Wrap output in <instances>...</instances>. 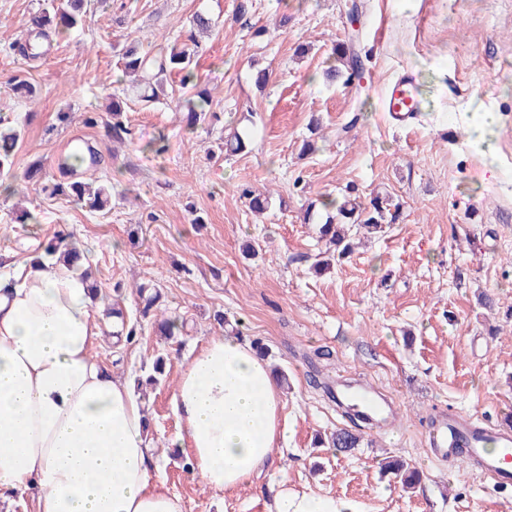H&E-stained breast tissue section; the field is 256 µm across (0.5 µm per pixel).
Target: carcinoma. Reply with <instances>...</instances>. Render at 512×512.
Listing matches in <instances>:
<instances>
[{
    "instance_id": "carcinoma-1",
    "label": "carcinoma",
    "mask_w": 512,
    "mask_h": 512,
    "mask_svg": "<svg viewBox=\"0 0 512 512\" xmlns=\"http://www.w3.org/2000/svg\"><path fill=\"white\" fill-rule=\"evenodd\" d=\"M88 0H49L47 7L30 19V25L22 38L13 44V50L29 61L41 59L49 51L48 29L58 31L70 30L81 25ZM213 27L212 19L205 13L194 14L191 27L182 43L161 46L154 51L143 52L136 44L127 46L122 54L123 72L134 76L132 88L146 102L160 99L166 95L168 76H180V95L178 104L186 110L187 126L193 127L214 116L212 98L206 91L197 89L194 53L188 44H196V33L209 31ZM10 89L20 98L35 96L36 89L21 75L14 76L10 81ZM124 102L116 95L108 115L100 112L85 113L84 123L89 127L101 126L107 138L114 142L128 140L129 128L122 120ZM20 131L6 123L0 122V176L9 177L14 165L16 148L20 140ZM71 155L59 158L57 167L70 173L69 178L49 185L51 194L72 198L90 208L102 209L111 203L109 188L100 184L92 186L83 181V173L71 163ZM241 194L248 200L249 207L254 211H264L269 206V198L261 191L246 187ZM327 213L320 227V239L325 241V253L344 259L352 252L349 239L350 228L355 227L368 234L383 231L387 225V200L374 195L365 201L347 194L340 202L325 205ZM136 294L144 303V311H155L158 317L157 328L164 336H174L182 332L183 327L177 325V319L167 315L159 305L161 290L155 286L141 284ZM360 435L347 429H340L330 438L331 447L338 451H348L359 446ZM385 471L400 479L403 487L411 489L420 483V474L398 459L385 465Z\"/></svg>"
}]
</instances>
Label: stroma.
Here are the masks:
<instances>
[{
	"instance_id": "35a3bbf8",
	"label": "stroma",
	"mask_w": 512,
	"mask_h": 512,
	"mask_svg": "<svg viewBox=\"0 0 512 512\" xmlns=\"http://www.w3.org/2000/svg\"><path fill=\"white\" fill-rule=\"evenodd\" d=\"M45 3L0 0V114L23 131L12 179L19 191H0V275L18 271L62 226L85 252L102 303L122 298L137 340L107 335L95 352L116 375L143 383L137 396L159 478L183 512H270L283 488L333 495L353 512H512V486L427 451L437 413L497 425L512 415V0H108L30 62L12 45ZM198 11L217 22L199 40L196 72L221 119L190 131L171 100L146 104L129 92L120 59L128 38L147 50L173 42ZM341 44L360 57L361 75L326 81ZM404 68L418 76L423 110L400 127L382 95ZM17 74L36 85L34 98L13 95ZM115 95L125 97L134 133L123 144L82 123ZM485 112L496 115L487 151L474 135ZM229 128L247 134L243 153L224 154ZM76 136L103 156L92 177L109 186V209L50 196L26 179L36 164L58 177L57 159ZM157 138L163 151L149 146ZM309 138L317 150L302 153ZM246 186L271 195L264 214L249 210ZM348 186L363 198L389 194L396 219L371 237L355 234L350 258L315 271L325 214L307 224L303 211ZM22 208L37 223H16ZM195 213L203 223H192ZM142 283L161 289L168 314L186 322L183 335H157L153 316L141 313ZM482 292L497 298L496 311L479 305ZM225 334L261 339L268 364L285 375V439L257 486L217 494L174 446L172 399L191 355ZM319 349L327 357H316ZM158 359L166 378L151 387ZM313 374L381 392L396 407L391 425L362 428L348 453L324 447L349 422L311 387ZM399 457L422 473L412 491L380 469Z\"/></svg>"
}]
</instances>
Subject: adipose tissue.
<instances>
[{
    "label": "adipose tissue",
    "mask_w": 512,
    "mask_h": 512,
    "mask_svg": "<svg viewBox=\"0 0 512 512\" xmlns=\"http://www.w3.org/2000/svg\"><path fill=\"white\" fill-rule=\"evenodd\" d=\"M89 283L60 259L0 277V499L36 512H182L159 483L145 414L93 349ZM174 407L187 459L216 493L273 468L282 390L235 336L208 338L179 377Z\"/></svg>",
    "instance_id": "adipose-tissue-1"
}]
</instances>
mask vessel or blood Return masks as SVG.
Instances as JSON below:
<instances>
[{
    "label": "vessel or blood",
    "instance_id": "1",
    "mask_svg": "<svg viewBox=\"0 0 512 512\" xmlns=\"http://www.w3.org/2000/svg\"><path fill=\"white\" fill-rule=\"evenodd\" d=\"M383 101L393 121L399 124L413 122L421 110L415 76L401 71L386 86ZM336 395L342 401L356 405L375 425L386 424L393 411L387 399L366 388L341 385L337 387ZM429 441L436 456L476 463L497 483H512V431L489 423L479 424L451 412L441 414L435 420Z\"/></svg>",
    "mask_w": 512,
    "mask_h": 512
}]
</instances>
